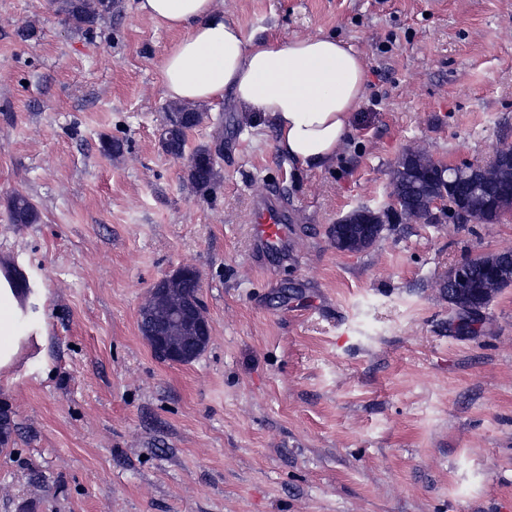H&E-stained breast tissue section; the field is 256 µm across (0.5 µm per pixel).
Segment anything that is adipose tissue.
Wrapping results in <instances>:
<instances>
[{"label": "adipose tissue", "instance_id": "adipose-tissue-1", "mask_svg": "<svg viewBox=\"0 0 512 512\" xmlns=\"http://www.w3.org/2000/svg\"><path fill=\"white\" fill-rule=\"evenodd\" d=\"M140 13L178 35L160 63L165 96L197 105L232 103L266 116L281 154L300 171L336 161L367 84L353 45L322 34L288 41L245 37L216 0H139ZM28 304L38 303L29 294ZM16 289L0 288V371L16 362L28 334Z\"/></svg>", "mask_w": 512, "mask_h": 512}]
</instances>
